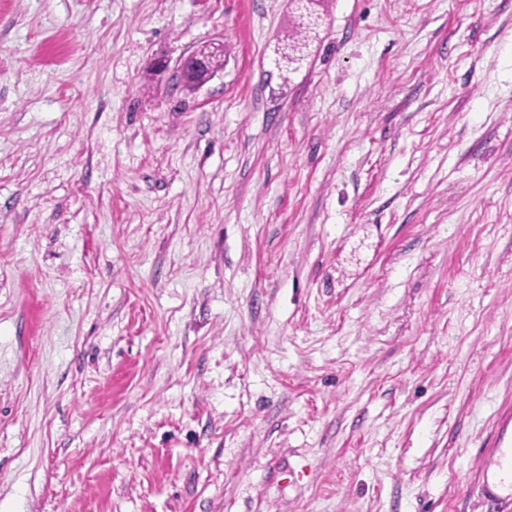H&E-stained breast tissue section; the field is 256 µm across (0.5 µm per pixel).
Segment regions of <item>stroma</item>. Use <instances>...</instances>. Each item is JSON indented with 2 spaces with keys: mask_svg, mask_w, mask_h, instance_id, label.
I'll return each mask as SVG.
<instances>
[{
  "mask_svg": "<svg viewBox=\"0 0 512 512\" xmlns=\"http://www.w3.org/2000/svg\"><path fill=\"white\" fill-rule=\"evenodd\" d=\"M312 10L0 0V512H512V0Z\"/></svg>",
  "mask_w": 512,
  "mask_h": 512,
  "instance_id": "1",
  "label": "stroma"
}]
</instances>
